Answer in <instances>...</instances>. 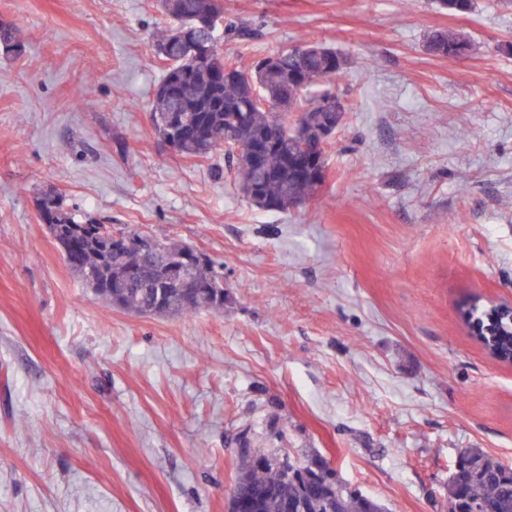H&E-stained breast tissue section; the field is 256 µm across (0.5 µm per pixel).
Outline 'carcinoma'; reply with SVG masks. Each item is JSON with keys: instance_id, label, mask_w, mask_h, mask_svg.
Instances as JSON below:
<instances>
[{"instance_id": "carcinoma-1", "label": "carcinoma", "mask_w": 512, "mask_h": 512, "mask_svg": "<svg viewBox=\"0 0 512 512\" xmlns=\"http://www.w3.org/2000/svg\"><path fill=\"white\" fill-rule=\"evenodd\" d=\"M449 11L468 13L475 0H437ZM162 8L173 26L157 44L158 58L167 61L152 109L160 138L175 144L186 158L208 157L224 152V165L235 172L240 192L260 209L285 212L289 204L308 200L325 179V149L312 165L297 168L302 148L329 141L341 118L328 115L323 102L333 98L338 114L351 110L332 89L341 77L347 58L334 48L320 44L280 49L272 56L248 66L228 67L215 34L224 12L221 0H162ZM195 41L209 43L215 52L201 61L175 47L178 30ZM475 50L474 45L451 31H435L427 40L428 50L452 63ZM179 105L190 121L176 128L165 123L173 105ZM141 234L122 232L117 248L89 233L77 239L67 263L86 284L113 306L137 315H177L204 306L224 308V298L213 287L219 278L214 262L196 255L189 269L197 287L186 296L179 288H160L167 277L168 260L184 255L188 245L160 241L161 250L148 257L136 244ZM481 458L485 474L448 480V501L464 503L481 512H512V474L492 455L470 448ZM314 475L308 483H297L290 475L287 456L251 454L242 459L235 487L249 499L248 512H281L285 498L299 500L308 512H385L374 499L357 492L337 489L331 469L320 458L308 461Z\"/></svg>"}]
</instances>
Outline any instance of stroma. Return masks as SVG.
Masks as SVG:
<instances>
[{"instance_id":"stroma-1","label":"stroma","mask_w":512,"mask_h":512,"mask_svg":"<svg viewBox=\"0 0 512 512\" xmlns=\"http://www.w3.org/2000/svg\"><path fill=\"white\" fill-rule=\"evenodd\" d=\"M243 64L349 60L319 192L243 197L150 112L157 0H0V512H227L247 443L316 455L386 512H448L458 453L512 465V365L461 313L512 294V0H223ZM451 30L473 54L434 55ZM189 243L224 308L142 316L75 275L38 215ZM458 46H463L464 48L462 55L457 52ZM427 47L432 54L447 58L448 62L451 63L475 50L471 42L451 31L433 32L428 37Z\"/></svg>"}]
</instances>
